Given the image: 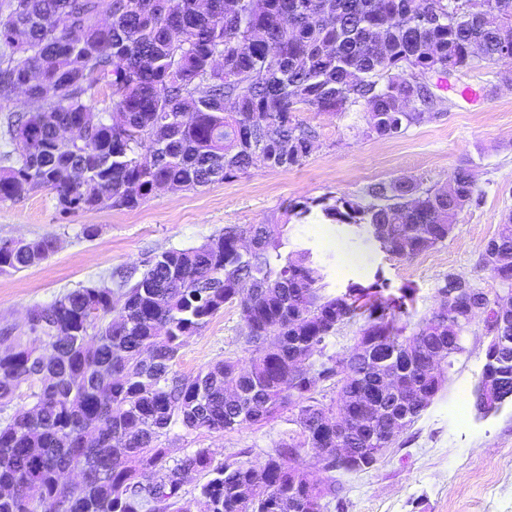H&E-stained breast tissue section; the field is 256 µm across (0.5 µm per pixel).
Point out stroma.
Segmentation results:
<instances>
[{
  "label": "stroma",
  "instance_id": "1",
  "mask_svg": "<svg viewBox=\"0 0 512 512\" xmlns=\"http://www.w3.org/2000/svg\"><path fill=\"white\" fill-rule=\"evenodd\" d=\"M506 74L512 75V57L476 60L451 87L438 89L430 120L394 137L366 135L358 106L336 115L301 111L300 119L316 127L319 138L300 165L259 166L232 180L165 191L132 210L103 205L68 213L45 189L0 201V239L49 235L57 241L47 260L0 273V328L22 324L33 306L73 289L110 282L113 271L139 267L146 254L199 245L228 224L277 223L289 204L305 213L290 216L288 242L311 249L324 268L326 293L381 279L391 296L410 292L414 322L438 307L436 289L448 274L495 295L499 281L480 258L502 214L512 211V83L503 82ZM464 84L479 88L480 98L459 96L456 89ZM463 165L479 203L462 212L447 240L417 256H387L362 228L324 214L337 199L360 196L370 182L412 177L440 187ZM239 323L237 307H224L200 334L187 338L174 371L193 377L225 358L247 366ZM486 344L479 317L467 334L466 354L449 369L433 402L374 468L343 475V500L326 512H512V406L485 418L472 406ZM295 415L287 408L265 423L223 432L188 433L175 424L162 443L174 460L206 448L219 463L244 450L260 464L296 430Z\"/></svg>",
  "mask_w": 512,
  "mask_h": 512
}]
</instances>
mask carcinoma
<instances>
[{
  "mask_svg": "<svg viewBox=\"0 0 512 512\" xmlns=\"http://www.w3.org/2000/svg\"><path fill=\"white\" fill-rule=\"evenodd\" d=\"M0 0V108L24 93L34 112L5 116L16 154L0 168V200L36 189L54 193L64 212L93 210L102 197L133 209L152 195L222 182L263 165H299L317 132L297 112H345L359 105L367 134L391 137L431 118L418 101L410 66L471 65L512 39V0ZM384 85H379L381 78ZM111 106L91 112L97 88ZM76 125L79 139L60 133ZM449 187L412 178L367 185L355 200L324 209L329 219L363 228L392 257L419 255L448 239L459 215L479 202L467 169ZM251 236L244 251L239 242ZM493 240L494 270L512 289V212ZM265 224H228L202 244L150 253L140 272L119 270L113 284L72 290L30 309L23 343L0 336V406L27 385L32 403L0 423V512H193L182 489L205 474L206 512H306L313 499L341 500L335 411L361 418L348 435L358 468H373L395 437L385 432L393 396L379 385L395 376L404 393L436 396L445 379L430 359H448V333L465 340L470 309L440 306L410 335L396 326L404 303H360L370 287L324 293L323 267L311 250L282 249ZM55 240L0 239V272L47 259ZM227 304L239 309L250 352L243 369L218 361L192 378L172 370L187 338ZM360 317L354 345L340 357L305 363L326 340ZM500 358L501 404H512V327L492 335L482 375ZM331 381L336 398L315 397ZM298 408L300 440L276 446L261 465L236 458L213 464L207 449L170 461L161 437L179 423L235 430ZM93 429L96 443L84 432ZM320 455L325 481L292 466L298 449ZM87 471L68 493L62 467Z\"/></svg>",
  "mask_w": 512,
  "mask_h": 512,
  "instance_id": "1",
  "label": "carcinoma"
}]
</instances>
